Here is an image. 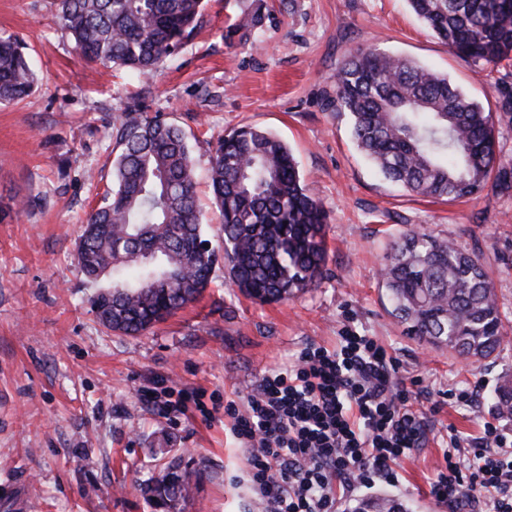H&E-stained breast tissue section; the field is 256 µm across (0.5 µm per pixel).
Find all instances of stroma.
Listing matches in <instances>:
<instances>
[{
	"label": "stroma",
	"instance_id": "stroma-1",
	"mask_svg": "<svg viewBox=\"0 0 512 512\" xmlns=\"http://www.w3.org/2000/svg\"><path fill=\"white\" fill-rule=\"evenodd\" d=\"M54 0H0V36L24 40L39 77L35 94L0 104V512H153L140 490L172 457L190 461L197 491L184 512H256L241 478L246 453L232 438L226 401L244 406L269 371L314 343L334 347L345 326L376 337L399 378L428 390L438 411L426 447L398 462L399 484L378 482L339 503L390 495L413 512H447L429 493L442 436L476 437L499 417L495 393L512 382V191L486 187L448 201L410 195L358 150L335 107V75L358 48L392 52L447 74L492 111L512 103V61L476 65L453 55L407 0H287L261 29L224 35L238 10L208 0L202 25L178 56L140 77L83 59L57 24ZM144 97L188 137L210 239L221 234L207 182L212 149L253 125L292 150L328 213L327 271L290 300L259 304L216 267L195 303L140 336L103 329L77 273L75 243L112 180V122ZM410 229L453 240L488 266L508 334L474 362L407 336L380 283L394 241ZM203 391L206 411L161 416L143 403L156 382ZM479 385L463 409L452 388Z\"/></svg>",
	"mask_w": 512,
	"mask_h": 512
}]
</instances>
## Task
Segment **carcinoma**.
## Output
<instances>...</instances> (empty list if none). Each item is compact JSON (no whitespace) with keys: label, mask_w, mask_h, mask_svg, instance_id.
I'll list each match as a JSON object with an SVG mask.
<instances>
[{"label":"carcinoma","mask_w":512,"mask_h":512,"mask_svg":"<svg viewBox=\"0 0 512 512\" xmlns=\"http://www.w3.org/2000/svg\"><path fill=\"white\" fill-rule=\"evenodd\" d=\"M456 56L474 64L512 59V0H407ZM204 0H57L75 47L89 62L140 75L178 54L203 17ZM232 31L256 28L262 7H241ZM37 85L28 47L0 37V104ZM336 111L349 115L358 147L385 178L428 197H472L512 186L497 160L493 114L448 77L375 49L347 56L336 73ZM112 183L76 243L85 279L110 284L89 298L106 329L140 335L203 295L219 262L230 285L261 303L316 286L326 271L328 214L302 182L288 146L250 125L220 138L210 161L222 238L199 222L195 169L176 124L126 107L112 123ZM392 315L410 336L477 361L495 353L503 324L491 276L480 258L421 230L392 245L381 275ZM193 472L180 458L147 480L153 507L187 502ZM353 512H411L377 497Z\"/></svg>","instance_id":"obj_1"}]
</instances>
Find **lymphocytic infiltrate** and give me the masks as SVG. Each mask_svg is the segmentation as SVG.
Here are the masks:
<instances>
[{
  "instance_id": "f902f5d3",
  "label": "lymphocytic infiltrate",
  "mask_w": 512,
  "mask_h": 512,
  "mask_svg": "<svg viewBox=\"0 0 512 512\" xmlns=\"http://www.w3.org/2000/svg\"><path fill=\"white\" fill-rule=\"evenodd\" d=\"M261 512H338L425 445L431 427L420 393L375 337L345 328L334 348L305 347L264 375L245 407L227 402ZM430 493L448 512H512V435L484 422L480 436L450 433Z\"/></svg>"
}]
</instances>
